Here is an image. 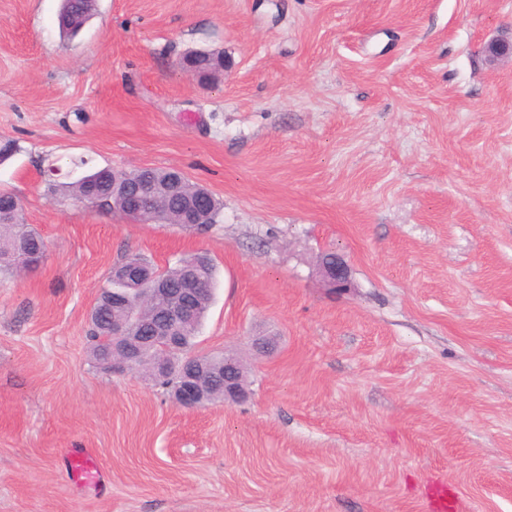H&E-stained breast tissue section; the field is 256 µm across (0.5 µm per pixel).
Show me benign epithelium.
Masks as SVG:
<instances>
[{
  "label": "benign epithelium",
  "instance_id": "7a95c632",
  "mask_svg": "<svg viewBox=\"0 0 512 512\" xmlns=\"http://www.w3.org/2000/svg\"><path fill=\"white\" fill-rule=\"evenodd\" d=\"M484 63L494 69L512 61V35L491 39L484 49ZM147 203L127 194L112 199V209L125 213L131 220L142 223ZM319 273L333 288L348 286L349 267L343 258L332 255L320 257ZM122 287L112 289V304L134 308L156 302L150 313L149 342L155 358L151 361L152 381L171 375L178 383L171 389L173 400L185 408H199L206 404L208 394L204 382L210 377L206 361L194 355H183V330L194 323L197 316V296L202 283L203 268L190 264L183 270L178 286L156 273L147 271L134 258L120 270ZM106 345L112 350L108 367L114 371H133L142 359L144 340L138 328L120 324L112 327V336ZM236 358L224 360V401L238 403L248 398L249 392L239 378Z\"/></svg>",
  "mask_w": 512,
  "mask_h": 512
}]
</instances>
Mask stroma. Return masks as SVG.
<instances>
[{
  "label": "stroma",
  "instance_id": "obj_1",
  "mask_svg": "<svg viewBox=\"0 0 512 512\" xmlns=\"http://www.w3.org/2000/svg\"><path fill=\"white\" fill-rule=\"evenodd\" d=\"M60 5L0 0V189L47 243L0 273V512H431L439 481L512 512V64L481 61L512 0H98L71 41ZM191 49L230 66L199 83ZM80 157L182 170L223 208L137 224L53 195ZM196 251L194 351L243 360L244 403L188 410L90 356L114 265ZM326 254L320 257L319 273L332 288L343 289L348 286L349 267L340 256ZM68 457L70 469L75 477L84 486L96 487L101 474L92 452L87 448H72Z\"/></svg>",
  "mask_w": 512,
  "mask_h": 512
}]
</instances>
